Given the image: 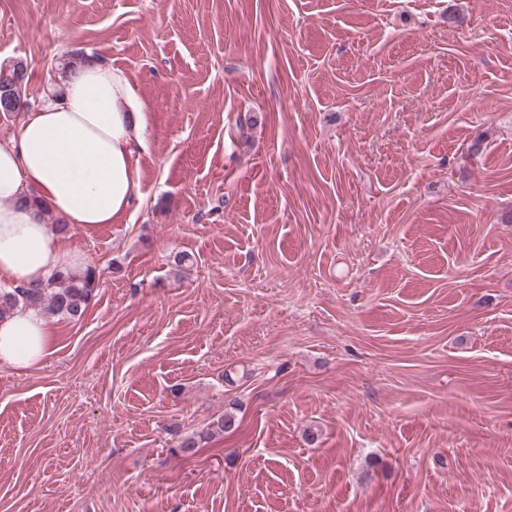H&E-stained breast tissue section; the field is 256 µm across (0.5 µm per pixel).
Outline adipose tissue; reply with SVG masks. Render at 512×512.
Listing matches in <instances>:
<instances>
[{
  "instance_id": "ef3b65f1",
  "label": "adipose tissue",
  "mask_w": 512,
  "mask_h": 512,
  "mask_svg": "<svg viewBox=\"0 0 512 512\" xmlns=\"http://www.w3.org/2000/svg\"><path fill=\"white\" fill-rule=\"evenodd\" d=\"M62 87L0 143V281L10 287L37 288L61 267L84 265L46 212L75 229L110 224L139 194L135 152L147 138L146 106L125 73L91 60ZM51 327L33 309L0 320V364L41 362L51 353Z\"/></svg>"
}]
</instances>
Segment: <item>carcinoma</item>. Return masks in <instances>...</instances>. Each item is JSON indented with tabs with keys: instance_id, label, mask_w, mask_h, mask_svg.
Here are the masks:
<instances>
[{
	"instance_id": "1",
	"label": "carcinoma",
	"mask_w": 512,
	"mask_h": 512,
	"mask_svg": "<svg viewBox=\"0 0 512 512\" xmlns=\"http://www.w3.org/2000/svg\"><path fill=\"white\" fill-rule=\"evenodd\" d=\"M17 79L24 80L17 88L14 111L29 109L36 102L30 95L27 68L21 61L10 68L0 69V88L14 86ZM99 286V277L95 267L87 266L80 272L69 268L55 271L46 284L38 288H0V320L25 310L34 309L46 316L65 319L80 318Z\"/></svg>"
}]
</instances>
